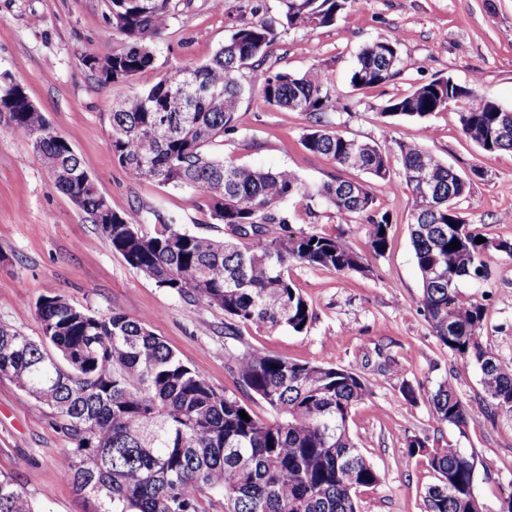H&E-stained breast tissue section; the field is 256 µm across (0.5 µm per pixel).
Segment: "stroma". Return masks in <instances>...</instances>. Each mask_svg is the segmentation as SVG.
I'll return each mask as SVG.
<instances>
[{"mask_svg": "<svg viewBox=\"0 0 512 512\" xmlns=\"http://www.w3.org/2000/svg\"><path fill=\"white\" fill-rule=\"evenodd\" d=\"M105 10L104 0H0V74L21 84L70 142L113 211H141L150 231L172 218L187 231L224 239L223 225L209 219L192 190L127 177L112 157L109 115L115 103L162 74L207 61L233 25L249 19L244 0H179L154 66L132 81L108 84L83 63L84 55H105L121 44L103 20ZM376 40L396 42L405 68L385 85L354 89L349 73L355 56ZM314 66L327 73L341 104L328 115L338 131L384 148L408 142L428 149L470 177V189L457 203L466 220L486 237L512 240V151L488 154L462 135L458 115L473 99L424 121L380 113L388 99L448 76L512 109V0H359L334 25L282 35L262 64L300 75ZM312 124L309 113L274 108L259 85L250 84L239 103L237 132L225 135L214 153L293 170L308 185L362 180V173L302 146ZM369 187L375 209L392 218L387 252L370 256L365 216L343 219L323 205L310 210L298 200L283 204L294 231L343 234L353 251L366 256L369 270L340 274L295 266L291 278L313 313L307 330L244 327L228 338L223 311L171 294L114 253L96 225L55 188L29 137L0 121V324L39 336L36 303L53 292L95 315L119 311L146 322L217 392L249 402L262 418L266 408L249 400L231 370L234 354L254 348L352 370L374 387L353 409L351 433L382 475L380 485L362 494L363 512H426L424 491L435 474L408 456L414 435L481 461L475 491L488 512H497L512 492V420L490 415L478 367L449 351L418 311L422 283L410 239V192L397 176ZM461 290L486 309L482 344L512 365V256L493 253L487 280L462 282ZM446 380L473 420L466 432L440 422L429 403ZM407 386L415 399L404 396ZM72 451L54 413L0 376V475L14 481L35 512H88L63 477Z\"/></svg>", "mask_w": 512, "mask_h": 512, "instance_id": "35a3bbf8", "label": "stroma"}]
</instances>
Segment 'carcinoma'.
<instances>
[{"mask_svg": "<svg viewBox=\"0 0 512 512\" xmlns=\"http://www.w3.org/2000/svg\"><path fill=\"white\" fill-rule=\"evenodd\" d=\"M105 2L104 18L122 46L84 57L104 84L130 80L154 65L155 42L174 10L173 0ZM248 2L256 20L233 26L209 60L163 75L113 105L109 116L112 156L127 176L193 190L228 237L191 233L173 220L150 233L137 210L114 212L112 223L99 229L113 252L160 287L223 311L224 334L236 336L242 326H285L298 333L312 312L291 266L337 273L367 267L340 234L293 231L279 204L299 198L341 217L366 215L368 247L376 256L388 249L392 221L389 213L375 211L365 182L336 179L309 187L289 169L255 168L210 153L224 134L238 130L243 71L252 61L284 32L335 24L358 0H277L274 16L268 0ZM403 69L394 43L370 42L356 55L350 84L385 85ZM256 81L271 106L314 116L315 126L302 138L308 151L391 181L387 152L328 129L326 114L337 111L338 102L322 70L262 72ZM473 95V88L450 76L437 78L388 101L382 113L425 120ZM0 105L37 154L57 158L68 177L55 180V187L97 223L105 195L85 184L82 159L66 138L43 134L49 122L39 108L28 107L23 90H7ZM505 112L482 98L459 114L461 132L486 153L512 150V136H484ZM398 148L399 174L413 198L410 237L423 287L419 312L443 345L478 366L490 413L512 418V366L482 345L485 307L459 291L460 282L487 276L492 253L512 256V240L476 242L482 233L457 208L469 180L420 145ZM455 239L460 247H449ZM36 309V339L0 324V375L53 411L74 444L65 478L94 501V512H361L360 494L380 483L349 428L352 409L372 394L373 383L357 373L245 350L235 357V370L243 388L270 410L271 418L261 419L216 392L141 320L117 311L96 316L60 294L41 297ZM430 402L438 420L466 432L468 414L450 382L440 383ZM242 411L250 420L241 418ZM407 448L408 456L426 460L436 474L425 490L427 512H486L471 495L474 455L431 447L417 435ZM0 512H34L8 477H0Z\"/></svg>", "mask_w": 512, "mask_h": 512, "instance_id": "cac0c4a2", "label": "carcinoma"}]
</instances>
